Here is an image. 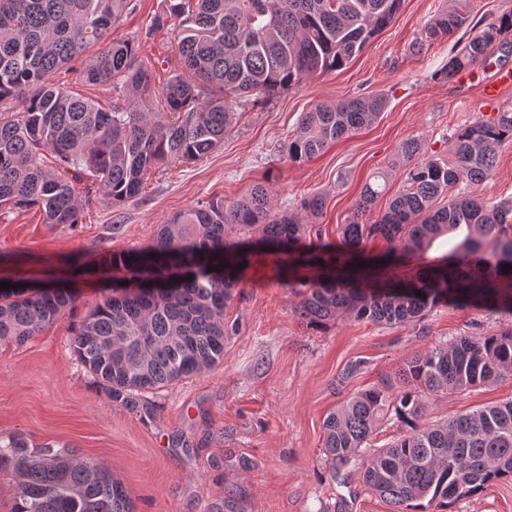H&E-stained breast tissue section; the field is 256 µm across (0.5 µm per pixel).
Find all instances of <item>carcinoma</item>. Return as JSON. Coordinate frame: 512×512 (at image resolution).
Returning a JSON list of instances; mask_svg holds the SVG:
<instances>
[{"mask_svg":"<svg viewBox=\"0 0 512 512\" xmlns=\"http://www.w3.org/2000/svg\"><path fill=\"white\" fill-rule=\"evenodd\" d=\"M131 0H0V208L38 207L46 224H79L72 180L98 183L114 205L138 195L163 162L196 160L224 141L242 98L270 97L305 79L345 67L388 27L401 0H164L145 36L180 20L178 50L195 81L172 77L163 96L169 121L152 112L151 71L136 62L133 40L110 42L88 57L82 80L104 84L125 107L106 111L72 95L52 77L102 42ZM449 9L424 38L450 36L468 24ZM496 49L512 51V10L485 24L449 60L445 77L474 67ZM382 96H355L306 113L289 137L287 156L308 160L370 124ZM512 143V110L459 128L448 160L416 161L419 144L402 143L404 188L384 213H371L386 184H366L340 247L306 240L309 225L273 212L261 184L239 199L211 200L159 225L151 244L115 253L124 273L85 316L73 350L114 404L153 413L146 393L201 373L224 359V306L248 263L247 242L226 239L230 226L258 233L280 253L288 273L314 270L294 307L311 327L342 315L386 325L418 322L442 299L475 300L512 310V201L491 203L470 191L491 179L499 150ZM456 239L439 263L407 282L347 288L370 280L407 254ZM386 248L372 256L365 243ZM363 267L356 266V262ZM216 270L210 272L208 267ZM0 344L20 345L53 323L75 300L69 286H35L0 275ZM421 296H416V293ZM512 369V330L459 336L407 358L395 382L358 390L324 420L323 452L331 471L361 456L363 479L397 512H453L454 505L512 476V401L429 424L431 397L497 380ZM385 417L400 426L391 446L369 447ZM0 470L17 476L13 512H133L123 487L76 448L38 451L21 437L0 439Z\"/></svg>","mask_w":512,"mask_h":512,"instance_id":"carcinoma-1","label":"carcinoma"}]
</instances>
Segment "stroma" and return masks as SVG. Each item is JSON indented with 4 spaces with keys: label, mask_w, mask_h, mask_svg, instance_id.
Listing matches in <instances>:
<instances>
[{
    "label": "stroma",
    "mask_w": 512,
    "mask_h": 512,
    "mask_svg": "<svg viewBox=\"0 0 512 512\" xmlns=\"http://www.w3.org/2000/svg\"><path fill=\"white\" fill-rule=\"evenodd\" d=\"M162 0H132L109 31L111 41L135 38L138 60L153 74L152 111L162 112L167 82L183 73L172 24L149 32ZM470 23L512 10V0H402L393 23L339 71L317 75L280 94L251 98L239 108L224 141L204 157L168 162L145 178L143 191L112 205L97 184L78 182L84 211L74 226L43 223L37 209H0V272L51 280L79 264L73 311L27 342L0 346V439L24 437L78 449L110 470L134 512H393L362 480L357 463L331 478L323 452L326 416L355 391L394 378L403 361L461 335L493 336L512 329V312L475 302L443 301L418 323L388 326L345 316L314 330L293 311L294 281L283 278L271 250L254 244L224 321L223 361L203 373L150 392L156 411L143 419L113 405L72 348L73 332L105 296L112 254L150 244L172 215L213 199H233L266 185L278 214L303 216L302 203L321 195L314 224L323 241H340L364 185L385 174L373 205L387 208L402 190L401 144L420 143V158L447 157L456 130L512 109V86L498 99L482 96V78L512 71V54L494 51L473 81L447 79L450 57L466 41L461 29L429 44L418 38L448 7ZM381 94L385 109L369 127L312 159L293 162L282 151L304 112L346 98ZM512 400V370L492 384L431 400L436 424L480 406ZM237 495L224 501L225 488ZM454 512H512V477L459 501Z\"/></svg>",
    "instance_id": "1"
}]
</instances>
